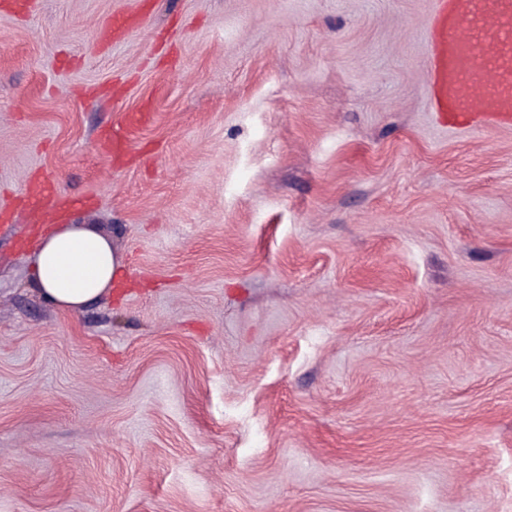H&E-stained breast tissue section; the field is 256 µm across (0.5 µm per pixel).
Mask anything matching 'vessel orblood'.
I'll return each instance as SVG.
<instances>
[{"instance_id": "obj_1", "label": "vessel or blood", "mask_w": 512, "mask_h": 512, "mask_svg": "<svg viewBox=\"0 0 512 512\" xmlns=\"http://www.w3.org/2000/svg\"><path fill=\"white\" fill-rule=\"evenodd\" d=\"M429 100L452 128L478 117L512 123V0H435L430 20ZM57 192L50 178L28 184L24 198L39 209Z\"/></svg>"}]
</instances>
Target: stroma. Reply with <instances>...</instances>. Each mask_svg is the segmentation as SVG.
<instances>
[{"label":"stroma","mask_w":512,"mask_h":512,"mask_svg":"<svg viewBox=\"0 0 512 512\" xmlns=\"http://www.w3.org/2000/svg\"><path fill=\"white\" fill-rule=\"evenodd\" d=\"M8 2L0 512H512V125L432 112L434 0ZM43 174L124 264L76 314ZM58 197L54 188V183L48 176L28 184L24 198L39 209H45L51 206Z\"/></svg>","instance_id":"35a3bbf8"}]
</instances>
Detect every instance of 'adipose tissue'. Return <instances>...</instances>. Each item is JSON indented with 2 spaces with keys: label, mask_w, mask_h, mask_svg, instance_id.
<instances>
[{
  "label": "adipose tissue",
  "mask_w": 512,
  "mask_h": 512,
  "mask_svg": "<svg viewBox=\"0 0 512 512\" xmlns=\"http://www.w3.org/2000/svg\"><path fill=\"white\" fill-rule=\"evenodd\" d=\"M123 269L109 236L87 224H55L34 252V286L54 307L82 311L111 294Z\"/></svg>",
  "instance_id": "1"
}]
</instances>
